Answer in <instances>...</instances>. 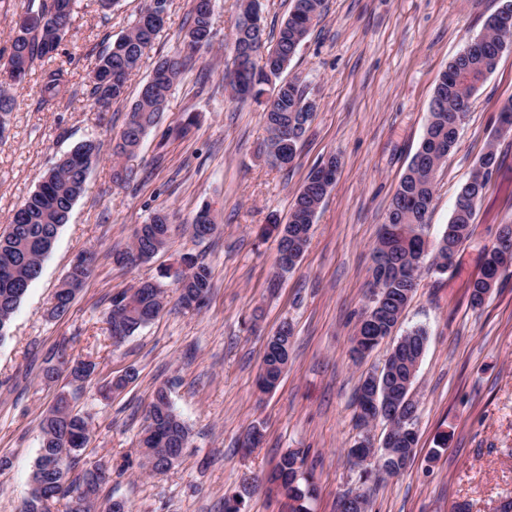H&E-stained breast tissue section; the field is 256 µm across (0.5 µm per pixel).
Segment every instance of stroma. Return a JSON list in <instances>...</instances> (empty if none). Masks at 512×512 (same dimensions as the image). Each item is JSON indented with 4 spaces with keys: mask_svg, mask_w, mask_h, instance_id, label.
I'll list each match as a JSON object with an SVG mask.
<instances>
[{
    "mask_svg": "<svg viewBox=\"0 0 512 512\" xmlns=\"http://www.w3.org/2000/svg\"><path fill=\"white\" fill-rule=\"evenodd\" d=\"M144 0H119L103 15L97 0H77L73 25L53 64L71 71L72 93L51 110L38 104L39 70L12 88L15 108L0 133V232L35 190L56 156L94 138L103 144L84 194L74 204L0 341V512H21L42 441L40 422L58 395L92 419L78 470L112 469L99 501L113 497L133 512H224L242 495L241 512H288L286 499L254 480L271 472L284 452L307 450L316 492L310 512H336L343 494L365 493L372 512H495L512 497V276L501 278L482 307L470 304L469 284L502 225L512 224V133L497 135V117L512 101V46L474 93L457 145L437 173L429 225L436 241L450 220L457 192L489 142L504 154L477 205L474 232L456 265L439 275L421 270L396 333L425 327L429 342L413 393L419 403L418 444L402 475L360 482L347 450L362 435L381 440L389 426L356 424L355 392L362 374L383 365L392 347L351 352L370 306L371 249L387 209L429 120L440 73L479 34L500 0H327L284 76L302 83L317 111L298 157L284 169L261 154L267 137L260 105L240 102L224 87L233 62L230 34L237 0H215L214 46L199 52L173 90L161 121L137 154L122 164L137 178L113 181L112 155L127 113L157 60L180 47L190 0H172L163 30L129 80L126 98L99 114L87 101V74L96 56L125 33ZM197 124L184 136L185 114ZM340 167L315 217L310 244L296 267L277 276L275 223L285 222L309 171L329 155ZM210 206L215 234L194 239L190 226ZM172 216L168 247L136 267L114 256L156 210ZM96 254L92 275L67 315L48 308L75 257ZM192 253L212 271L198 309L178 301L166 283L161 314L113 345L107 315L113 295L157 279ZM292 329L288 366L273 391L256 379L265 342L282 324ZM97 364L91 382L68 374L46 382L59 349ZM139 376L124 389L105 386L127 368ZM166 387L191 429L179 465L147 474L138 450L144 413ZM446 448H438L440 436Z\"/></svg>",
    "mask_w": 512,
    "mask_h": 512,
    "instance_id": "1",
    "label": "stroma"
}]
</instances>
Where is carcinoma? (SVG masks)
I'll return each instance as SVG.
<instances>
[{
	"instance_id": "cac0c4a2",
	"label": "carcinoma",
	"mask_w": 512,
	"mask_h": 512,
	"mask_svg": "<svg viewBox=\"0 0 512 512\" xmlns=\"http://www.w3.org/2000/svg\"><path fill=\"white\" fill-rule=\"evenodd\" d=\"M76 0H28L26 12L34 21L14 30L9 58H25V71L53 57L70 30ZM170 0H146L134 24L119 36L97 58L93 71L97 80L90 84L89 99L93 107L101 100L117 103L125 99L130 76L140 67L147 49L163 27ZM325 0H294L288 18L277 32L268 33L260 27L261 48L247 66L237 72V83L229 86L232 96L260 101L267 97L264 119L267 138L263 146L265 157L274 155L280 144L288 142L289 153L297 155L300 143L316 112V103L307 96L305 88L296 81H282L280 75L288 67L312 26L320 20ZM261 11L260 0H240L239 15L234 30L245 26L246 17ZM213 8L211 0H193V6L180 31L183 48L159 60L153 69L155 83L144 84L131 107L120 135L112 148L115 156L137 152L147 134L156 127L165 112L168 97L180 83L192 55L213 45ZM512 42V0L501 5L485 22L483 31L453 58L442 71L429 105V122L421 144L391 200L384 224L372 247L371 276L381 282L376 298H386L387 314L372 322H361L358 333L375 336L372 347L392 335L416 288L423 265L442 273L448 266V251L441 243L448 240H467L475 220L476 206L493 173L500 166L496 144L491 143L474 162L466 182L457 193L454 209L445 232L434 243L425 234L428 213L434 194L438 169L455 148L461 123L469 111L470 100L478 87L496 69L502 53ZM24 76L9 74L7 64L0 63V130L4 116L12 111L13 85ZM69 72L62 67H41L39 103L53 106L70 94ZM102 150L98 141L87 140L59 156L44 173L35 191L17 209L12 223L0 233V338L4 336L21 300L42 271L59 229L67 223L69 213L84 193L87 174L92 162ZM339 160L331 155L314 167L297 192L287 221L279 225V234H288V254L278 251L277 267L289 272L302 258L311 237L319 206L336 180ZM172 224L163 210L154 212L135 231L132 248L149 259L164 250L171 239ZM186 267L176 270L173 280L180 302L194 300L201 306L211 288V271L192 256L183 257ZM92 265L72 266L55 292L56 303L51 316H65L76 294L90 277ZM512 275V224L501 228L496 243L486 251L482 275L470 284V304L477 308L488 296L486 278ZM165 306V290L158 282L145 281L137 287L117 294L111 299L109 331L123 330L133 335L139 328L155 320ZM428 342V332L418 326L400 337L392 347L383 366L372 375L385 384L376 405L366 406L355 397L357 424L366 418L384 419L390 432L403 435L404 447L414 449L418 438L415 426L418 404L409 399L410 370L421 361ZM282 352L273 346L265 352L263 365L266 375L258 377V386L271 391L282 376ZM97 368L92 361L71 362L60 351L57 363L44 370V378L55 380L67 371L73 380L86 382ZM154 392L145 412L146 426L140 440L143 457L169 454L183 457L189 439V428L175 412L170 397ZM89 418L76 412L61 396L42 418V445L31 476L30 491L22 512H53L56 504L65 501L66 512H92L93 502L103 486L112 482V472L98 476L86 469L74 482L69 473L75 467L90 440ZM410 454L392 452L380 454L375 479L403 474ZM306 454L301 449L281 455L275 474L282 479L281 494L297 502L292 512H309L308 501L315 485L299 477L303 472Z\"/></svg>"
}]
</instances>
